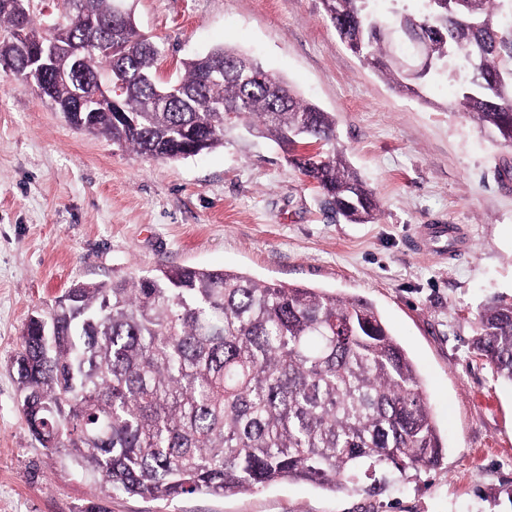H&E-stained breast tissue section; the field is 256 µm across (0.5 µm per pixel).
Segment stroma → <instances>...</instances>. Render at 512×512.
I'll use <instances>...</instances> for the list:
<instances>
[{"mask_svg": "<svg viewBox=\"0 0 512 512\" xmlns=\"http://www.w3.org/2000/svg\"><path fill=\"white\" fill-rule=\"evenodd\" d=\"M161 48V80L227 45L336 118L335 147L374 190L371 224L336 217L282 151L235 126L224 146L162 161L72 128L0 69V512H87L102 501L30 434L13 357L34 312L76 282L166 266L240 271L371 301L417 364L440 465L386 490L283 481L226 497L126 495L109 512H512V387L472 345L491 297L512 298V150L456 105L459 76L423 99L355 56L321 0H131ZM456 225L463 251L425 236Z\"/></svg>", "mask_w": 512, "mask_h": 512, "instance_id": "35a3bbf8", "label": "stroma"}]
</instances>
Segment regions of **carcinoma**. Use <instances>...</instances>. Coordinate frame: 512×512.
Wrapping results in <instances>:
<instances>
[{"mask_svg": "<svg viewBox=\"0 0 512 512\" xmlns=\"http://www.w3.org/2000/svg\"><path fill=\"white\" fill-rule=\"evenodd\" d=\"M125 20L116 0H58L51 16L39 0L0 7V59L27 81L25 47L67 45L54 58L60 76L30 86L71 125L74 92L107 81L127 83L125 107L137 122L92 115L81 130L139 155L172 159L193 138L202 152L224 146L227 127L243 125L275 143L329 198L336 213L373 223V191L334 149L298 152L336 140L334 116L294 94L244 52L222 46L182 63L183 75L157 76L159 49ZM382 20L366 0H322L327 20L361 48L370 67L402 82L386 24L432 33L435 57L448 53L476 82L459 84L458 106L501 145L512 147V76L499 57V0H449ZM43 316L47 341L27 323L17 352L21 412L35 440L107 494L158 501L186 495L254 492L282 481L349 491L365 480L380 488L437 465L443 446L425 384L376 306L320 288L284 286L224 269L158 268L143 276L78 283ZM473 346L497 379L512 385V300L478 312Z\"/></svg>", "mask_w": 512, "mask_h": 512, "instance_id": "cac0c4a2", "label": "carcinoma"}]
</instances>
